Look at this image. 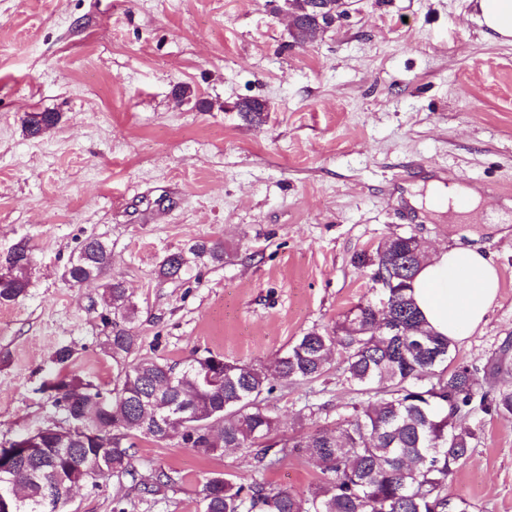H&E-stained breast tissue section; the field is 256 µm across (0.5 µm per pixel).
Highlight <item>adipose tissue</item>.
Listing matches in <instances>:
<instances>
[{"label": "adipose tissue", "mask_w": 512, "mask_h": 512, "mask_svg": "<svg viewBox=\"0 0 512 512\" xmlns=\"http://www.w3.org/2000/svg\"><path fill=\"white\" fill-rule=\"evenodd\" d=\"M477 20L486 35L512 40V0H476ZM428 199L439 211L474 212L482 197L456 182L433 181ZM498 270L480 247L458 245L439 250L423 262L414 278L412 295L428 328L453 343L475 334L496 302Z\"/></svg>", "instance_id": "obj_1"}]
</instances>
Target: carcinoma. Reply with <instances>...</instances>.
Masks as SVG:
<instances>
[{"instance_id": "obj_1", "label": "carcinoma", "mask_w": 512, "mask_h": 512, "mask_svg": "<svg viewBox=\"0 0 512 512\" xmlns=\"http://www.w3.org/2000/svg\"><path fill=\"white\" fill-rule=\"evenodd\" d=\"M295 2L302 24L292 37L305 44L315 20L303 14L308 0ZM58 121L56 112H34L25 131L39 137ZM189 252L224 262L220 243H196ZM111 254L107 241L86 238L65 266L64 279L80 285L103 277ZM423 257L418 237H390L371 261L377 270L394 271L384 289L388 305L360 304L336 327L306 332L268 368L226 361L211 351L182 364L133 359L137 305L122 281L107 280L104 299L121 317L111 322L104 341L116 368L112 388L104 391L75 376L50 385L63 418L87 426L88 434L74 440L54 423L31 433L42 452L20 460L14 474L0 475V512H64L57 504H66L72 485L134 476L137 437H177L205 455L247 450L259 469L271 468L300 447L273 438L277 419L265 404L273 380L320 379L332 350L342 357L345 381L373 402L307 436L305 448L322 466L319 484L294 492L214 473L198 491L199 512H472L470 503L448 495V479L470 456L475 438L457 422L477 409L512 420V389L485 390L478 367H449L451 342L424 326L411 295ZM31 263L23 242L0 255L1 305L24 296ZM186 263L184 251L171 252L158 274L177 279ZM183 408L191 419H171L172 410Z\"/></svg>"}]
</instances>
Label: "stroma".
Listing matches in <instances>:
<instances>
[{"label":"stroma","mask_w":512,"mask_h":512,"mask_svg":"<svg viewBox=\"0 0 512 512\" xmlns=\"http://www.w3.org/2000/svg\"><path fill=\"white\" fill-rule=\"evenodd\" d=\"M316 41L294 42L272 0H0V254L26 241L30 285L0 305V442L57 418L43 383L64 371L101 388L115 366L101 281L70 286L90 236L136 303L139 358L193 351L270 366L305 332L335 327L379 290L369 264L395 235L428 252L479 246L500 275L482 329L457 362L512 363V43L483 32L471 0H348ZM194 90L208 110L179 102ZM269 107L262 122L236 109ZM55 112L38 138L24 121ZM476 189L468 224L429 208L431 181ZM222 243L224 262L169 252ZM73 353L58 365L56 351ZM339 354L310 384L278 383L279 438L304 441L349 417ZM317 415H310V408ZM476 433L448 493L476 512H512V420L461 418ZM134 476L76 489L68 512H197L205 478L296 492L320 466L297 451L261 471L252 454L204 456L178 439L135 442ZM175 483L151 495L159 471ZM187 263L185 251H174L167 254L162 260L158 274L166 279H177L180 277L184 266Z\"/></svg>","instance_id":"35a3bbf8"}]
</instances>
